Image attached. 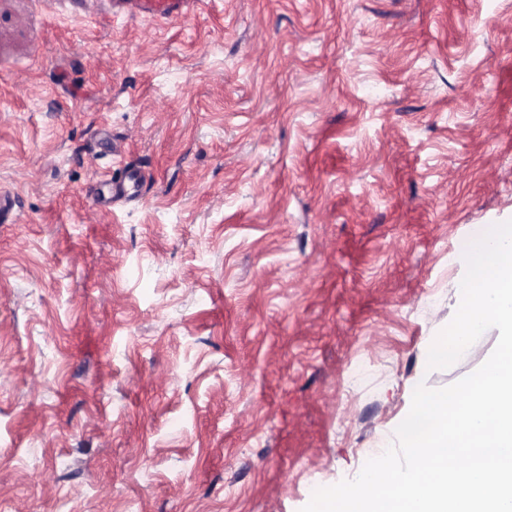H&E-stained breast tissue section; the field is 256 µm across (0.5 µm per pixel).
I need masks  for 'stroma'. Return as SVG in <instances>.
Masks as SVG:
<instances>
[{
  "label": "stroma",
  "instance_id": "35a3bbf8",
  "mask_svg": "<svg viewBox=\"0 0 512 512\" xmlns=\"http://www.w3.org/2000/svg\"><path fill=\"white\" fill-rule=\"evenodd\" d=\"M0 193V512H301L495 345L427 367L512 220V0H0ZM107 1L113 13L140 14L165 20L187 17L212 3L205 0H99ZM108 188L109 196H105L104 189ZM143 180L140 172L131 167H124L122 175L114 177L112 173L90 182L86 189V196L95 206H105L116 202H129L141 194Z\"/></svg>",
  "mask_w": 512,
  "mask_h": 512
}]
</instances>
